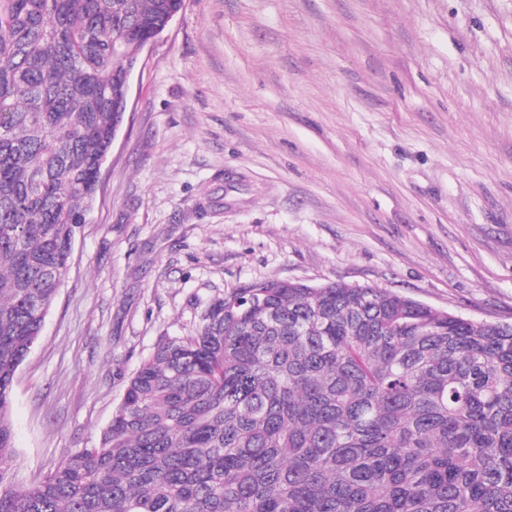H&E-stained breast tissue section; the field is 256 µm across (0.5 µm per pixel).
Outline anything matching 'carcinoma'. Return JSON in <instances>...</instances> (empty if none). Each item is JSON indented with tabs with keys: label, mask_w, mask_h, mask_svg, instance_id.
Instances as JSON below:
<instances>
[{
	"label": "carcinoma",
	"mask_w": 512,
	"mask_h": 512,
	"mask_svg": "<svg viewBox=\"0 0 512 512\" xmlns=\"http://www.w3.org/2000/svg\"><path fill=\"white\" fill-rule=\"evenodd\" d=\"M184 0H0V512H512V326L344 283L211 302L98 446L17 478V370L68 270L125 76Z\"/></svg>",
	"instance_id": "1"
}]
</instances>
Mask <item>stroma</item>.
<instances>
[{"label": "stroma", "mask_w": 512, "mask_h": 512, "mask_svg": "<svg viewBox=\"0 0 512 512\" xmlns=\"http://www.w3.org/2000/svg\"><path fill=\"white\" fill-rule=\"evenodd\" d=\"M255 280L512 324V0H184L128 109L11 420L23 482Z\"/></svg>", "instance_id": "1"}]
</instances>
